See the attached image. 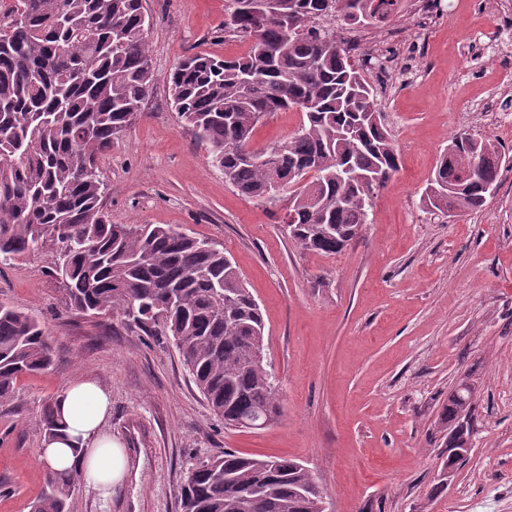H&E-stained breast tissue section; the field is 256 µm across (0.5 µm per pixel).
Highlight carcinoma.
I'll return each mask as SVG.
<instances>
[{
  "label": "carcinoma",
  "mask_w": 512,
  "mask_h": 512,
  "mask_svg": "<svg viewBox=\"0 0 512 512\" xmlns=\"http://www.w3.org/2000/svg\"><path fill=\"white\" fill-rule=\"evenodd\" d=\"M227 0L224 32L250 40L241 57L199 53L169 75L179 118L212 166L244 197L288 193L284 223L301 250L335 255L368 223L376 191L399 169L375 89L342 31L380 28L402 0H264V16ZM0 31V265L49 253L66 307L129 326L162 322L215 415L279 416L264 318L237 267L213 243L167 224H114L102 210L98 160L140 114L153 81L142 0H13ZM303 101L298 128L252 145L260 119ZM503 157L495 142L455 136L422 201L441 212L484 206ZM52 364L42 323L0 301V402ZM44 435H57L53 404ZM76 474L47 470L32 512H68ZM324 489L305 464L226 450L189 470L182 512H322Z\"/></svg>",
  "instance_id": "1"
}]
</instances>
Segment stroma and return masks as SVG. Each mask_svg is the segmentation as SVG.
Here are the masks:
<instances>
[{"instance_id": "stroma-1", "label": "stroma", "mask_w": 512, "mask_h": 512, "mask_svg": "<svg viewBox=\"0 0 512 512\" xmlns=\"http://www.w3.org/2000/svg\"><path fill=\"white\" fill-rule=\"evenodd\" d=\"M495 2L441 0L427 24L410 4L392 23L399 39L377 46L390 67L366 78L400 168L359 236L324 256L285 234L289 195L241 196L173 108L178 59L248 49L224 32V0H142L154 80L99 163L103 209L113 223L168 224L231 256L263 312L281 415L261 429L224 425L168 337L66 311L49 255L0 265V300L41 320L53 353L0 404V512H31L47 472L39 414L86 377L110 390L107 429L140 471L104 499L78 483L69 512H181L186 473L227 449L301 460L330 512H512V86L499 83L512 72V32ZM301 120L294 109L265 116L254 147ZM458 133L496 141L497 188L479 210L435 213L422 195ZM464 381L475 392L473 449L435 494L447 458L440 415Z\"/></svg>"}]
</instances>
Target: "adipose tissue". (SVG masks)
Segmentation results:
<instances>
[{
	"mask_svg": "<svg viewBox=\"0 0 512 512\" xmlns=\"http://www.w3.org/2000/svg\"><path fill=\"white\" fill-rule=\"evenodd\" d=\"M112 410V396L92 379L68 385L54 400L62 425L57 437L43 439L40 460L57 472L79 470L90 489L101 497L127 476V458L105 427Z\"/></svg>",
	"mask_w": 512,
	"mask_h": 512,
	"instance_id": "adipose-tissue-1",
	"label": "adipose tissue"
}]
</instances>
